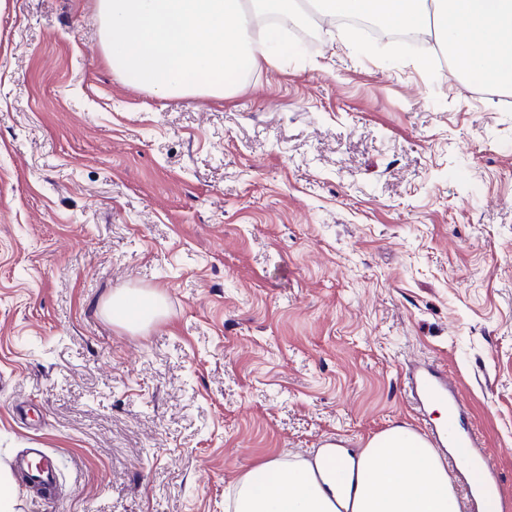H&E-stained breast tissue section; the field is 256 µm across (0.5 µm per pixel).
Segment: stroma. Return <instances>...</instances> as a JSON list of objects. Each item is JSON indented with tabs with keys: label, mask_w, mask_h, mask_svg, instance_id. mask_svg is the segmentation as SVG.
<instances>
[{
	"label": "stroma",
	"mask_w": 512,
	"mask_h": 512,
	"mask_svg": "<svg viewBox=\"0 0 512 512\" xmlns=\"http://www.w3.org/2000/svg\"><path fill=\"white\" fill-rule=\"evenodd\" d=\"M227 97L116 75L95 0H0V466L17 512H226L264 460L404 424L448 371L512 498V91L358 55ZM121 288L163 294L130 333Z\"/></svg>",
	"instance_id": "stroma-1"
}]
</instances>
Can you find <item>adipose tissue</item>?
I'll return each mask as SVG.
<instances>
[{
	"label": "adipose tissue",
	"mask_w": 512,
	"mask_h": 512,
	"mask_svg": "<svg viewBox=\"0 0 512 512\" xmlns=\"http://www.w3.org/2000/svg\"><path fill=\"white\" fill-rule=\"evenodd\" d=\"M104 311L127 329L161 316L154 291L112 294ZM331 473L316 479L305 463L270 459L239 478L232 512H459L448 467L407 426L371 438L357 458L336 456Z\"/></svg>",
	"instance_id": "obj_1"
}]
</instances>
